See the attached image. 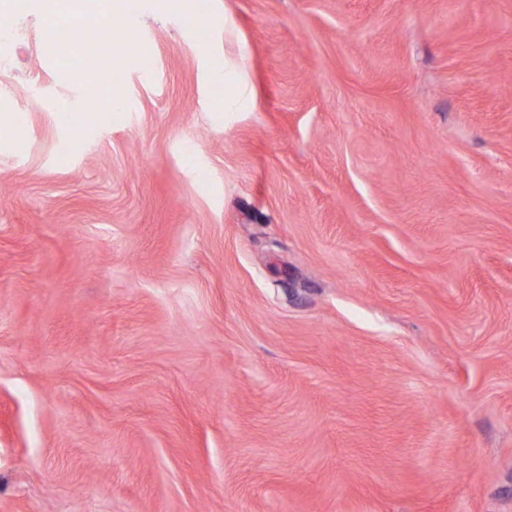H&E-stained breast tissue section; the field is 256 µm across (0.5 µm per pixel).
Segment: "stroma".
<instances>
[{
  "label": "stroma",
  "instance_id": "obj_1",
  "mask_svg": "<svg viewBox=\"0 0 512 512\" xmlns=\"http://www.w3.org/2000/svg\"><path fill=\"white\" fill-rule=\"evenodd\" d=\"M116 17L5 20L0 512H512V0Z\"/></svg>",
  "mask_w": 512,
  "mask_h": 512
}]
</instances>
